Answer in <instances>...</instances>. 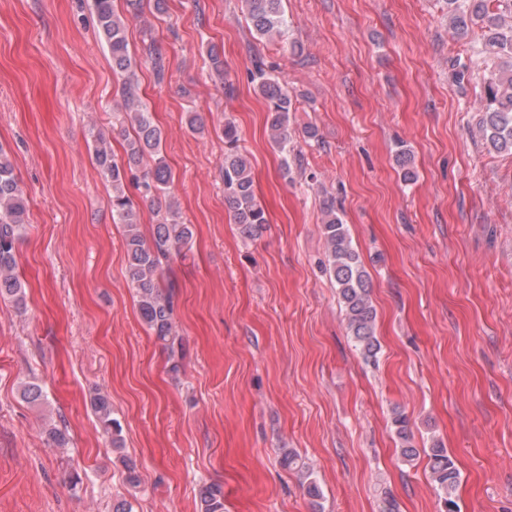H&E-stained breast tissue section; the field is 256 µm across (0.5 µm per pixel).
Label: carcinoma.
I'll use <instances>...</instances> for the list:
<instances>
[{
  "instance_id": "obj_1",
  "label": "carcinoma",
  "mask_w": 512,
  "mask_h": 512,
  "mask_svg": "<svg viewBox=\"0 0 512 512\" xmlns=\"http://www.w3.org/2000/svg\"><path fill=\"white\" fill-rule=\"evenodd\" d=\"M114 0H93L98 34L112 57V70L122 77L120 111L130 124L125 159L112 155L102 132L95 138V161L103 175L112 183V213L124 227L128 261V279L135 289L138 312L142 323L151 330L174 359L182 353V342L174 329L175 301L172 286L163 284V265L192 238V227L166 218L153 227V242L147 244L140 232L139 209L126 192V183L134 180L142 198L171 208L162 202L172 183V173L161 156L163 132L155 124L152 113L138 93L136 63L128 50L126 29L129 18L119 15ZM250 31L263 38L282 36L288 29L283 0H246ZM450 23L457 33H465L478 25L484 29L483 42L475 51L473 65L492 59L499 60L497 71L484 79V115L479 131L497 152L512 154V0H447ZM251 82L264 98L268 112L270 137L283 154L294 150L288 130L293 101L281 81L258 66ZM237 128L224 125V201L233 214L240 235L258 238L268 224L265 211L257 203L251 169L238 146ZM153 160L150 171L137 177L134 174L145 159ZM322 235L326 243V272L336 285L340 307L344 313L349 336L354 346L369 361L377 358L381 345L375 334L376 308L372 300V282L358 252L353 248L348 229L336 213L333 204L323 206ZM27 200L19 186L14 165L8 153L0 147V298H10L17 305L24 303L23 284L17 273L16 244L26 231ZM103 433L116 450L123 448L122 425L114 417L108 395L97 393L91 399ZM400 443L401 458L413 461L419 455L407 417L395 414L392 420ZM430 473L440 500L442 512H456L454 491L458 470L448 451L435 444L429 449ZM283 467L297 471L302 485L313 502L322 499V491L313 479L309 465L301 462L293 451H284ZM199 512H224V490L218 483L200 487Z\"/></svg>"
}]
</instances>
